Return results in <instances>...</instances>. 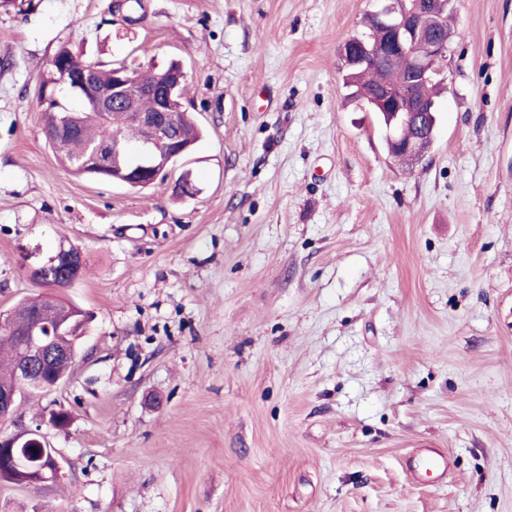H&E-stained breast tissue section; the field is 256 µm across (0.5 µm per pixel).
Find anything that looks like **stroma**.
<instances>
[{
    "label": "stroma",
    "instance_id": "stroma-1",
    "mask_svg": "<svg viewBox=\"0 0 512 512\" xmlns=\"http://www.w3.org/2000/svg\"><path fill=\"white\" fill-rule=\"evenodd\" d=\"M387 3L0 0V312L90 315L21 414L69 411L62 474L0 484V512H512V0H452L409 168L342 86ZM64 45L183 63L203 138L167 178L64 171L37 97ZM62 244L87 269L50 289L28 267ZM419 448L448 475L414 479Z\"/></svg>",
    "mask_w": 512,
    "mask_h": 512
}]
</instances>
